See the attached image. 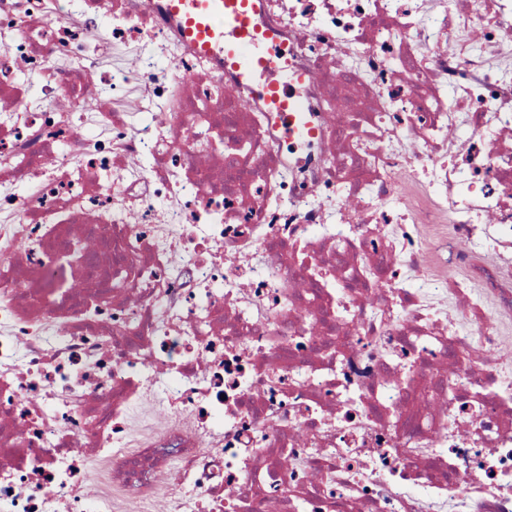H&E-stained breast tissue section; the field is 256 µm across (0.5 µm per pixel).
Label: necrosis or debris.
<instances>
[{"label": "necrosis or debris", "mask_w": 512, "mask_h": 512, "mask_svg": "<svg viewBox=\"0 0 512 512\" xmlns=\"http://www.w3.org/2000/svg\"><path fill=\"white\" fill-rule=\"evenodd\" d=\"M255 22L0 0V512H512V0ZM186 20V36L202 54L224 53V62L251 80L279 74L271 42L255 25L261 0H172ZM219 20L216 24L215 21ZM262 93L276 112L300 111V103L288 88V83L272 79L262 87Z\"/></svg>", "instance_id": "4bbe7bcc"}]
</instances>
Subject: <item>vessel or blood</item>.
Here are the masks:
<instances>
[{"mask_svg": "<svg viewBox=\"0 0 512 512\" xmlns=\"http://www.w3.org/2000/svg\"><path fill=\"white\" fill-rule=\"evenodd\" d=\"M186 20L185 33L201 53H220L240 78L261 72L270 77L262 91L275 111L296 112L300 103L287 83L278 81L271 42L255 25L261 0H172Z\"/></svg>", "mask_w": 512, "mask_h": 512, "instance_id": "b4317fda", "label": "vessel or blood"}]
</instances>
